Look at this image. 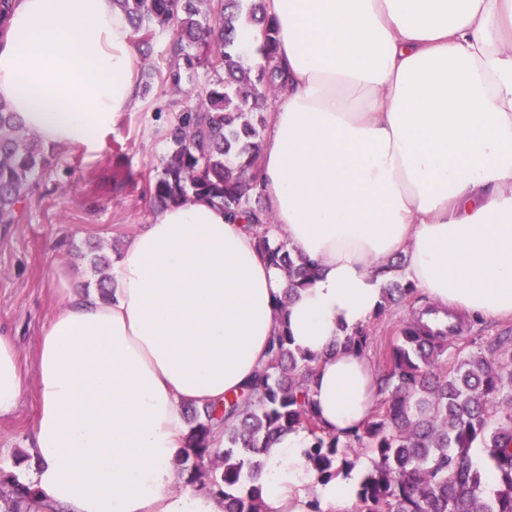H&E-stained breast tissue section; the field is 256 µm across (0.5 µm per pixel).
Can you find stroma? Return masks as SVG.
Returning <instances> with one entry per match:
<instances>
[{"mask_svg":"<svg viewBox=\"0 0 512 512\" xmlns=\"http://www.w3.org/2000/svg\"><path fill=\"white\" fill-rule=\"evenodd\" d=\"M170 39V33H157L148 65L139 68V79L150 90L134 110L115 120L103 147L89 152L45 146L47 166L33 178L17 223L0 229V334L15 340L25 374L17 416L0 421V464L19 478L29 474L23 461L39 413L35 361L40 338L62 302L51 274L64 270L74 289L95 290L98 275L91 256L119 260L128 237L149 222L169 126L177 113L197 103L195 96L173 91L162 79L170 64ZM410 314V306L403 305L369 321L367 352L376 366H383L390 340ZM501 341L512 347L511 319L468 317L451 339L453 350L465 354Z\"/></svg>","mask_w":512,"mask_h":512,"instance_id":"35a3bbf8","label":"stroma"}]
</instances>
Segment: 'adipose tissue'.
Segmentation results:
<instances>
[{
    "mask_svg": "<svg viewBox=\"0 0 512 512\" xmlns=\"http://www.w3.org/2000/svg\"><path fill=\"white\" fill-rule=\"evenodd\" d=\"M285 84L257 174L274 237L316 262L289 288L241 221L198 198L157 210L109 272L110 299L67 292L35 366L30 480L58 512H222L183 486L184 407L236 393L280 317L315 355L321 424L362 427L365 354L332 349L395 279L439 310L512 318V0H266ZM0 101L45 144L98 149L138 104V58L113 0H14L0 22ZM24 375L0 335V420ZM310 439L262 457L266 512H350L361 471L321 483Z\"/></svg>",
    "mask_w": 512,
    "mask_h": 512,
    "instance_id": "adipose-tissue-1",
    "label": "adipose tissue"
}]
</instances>
